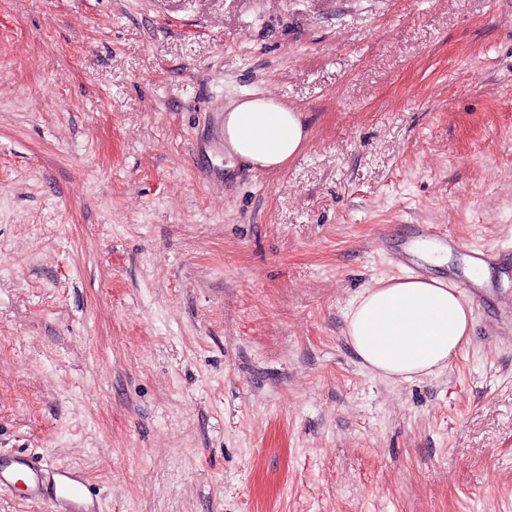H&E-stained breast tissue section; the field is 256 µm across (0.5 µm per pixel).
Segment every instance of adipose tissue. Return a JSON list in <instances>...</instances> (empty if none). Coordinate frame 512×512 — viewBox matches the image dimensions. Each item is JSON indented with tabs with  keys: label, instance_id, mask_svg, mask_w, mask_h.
<instances>
[{
	"label": "adipose tissue",
	"instance_id": "1",
	"mask_svg": "<svg viewBox=\"0 0 512 512\" xmlns=\"http://www.w3.org/2000/svg\"><path fill=\"white\" fill-rule=\"evenodd\" d=\"M300 113L249 94L224 114V143L238 159L275 171L304 147ZM347 340L371 372L400 381L436 373L468 344L471 308L461 293L435 278L406 277L365 288L345 314Z\"/></svg>",
	"mask_w": 512,
	"mask_h": 512
}]
</instances>
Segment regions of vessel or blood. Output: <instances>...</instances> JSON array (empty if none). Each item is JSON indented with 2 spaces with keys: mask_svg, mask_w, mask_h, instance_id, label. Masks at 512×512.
I'll use <instances>...</instances> for the list:
<instances>
[{
  "mask_svg": "<svg viewBox=\"0 0 512 512\" xmlns=\"http://www.w3.org/2000/svg\"><path fill=\"white\" fill-rule=\"evenodd\" d=\"M22 488L33 504L52 500L54 512H98L99 505L76 470L52 467L23 453H0V490Z\"/></svg>",
  "mask_w": 512,
  "mask_h": 512,
  "instance_id": "obj_1",
  "label": "vessel or blood"
}]
</instances>
